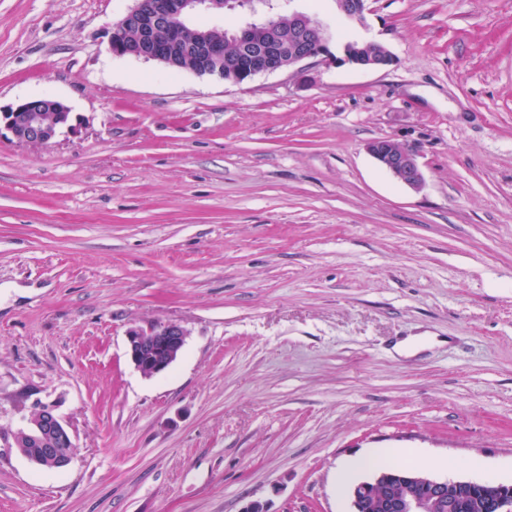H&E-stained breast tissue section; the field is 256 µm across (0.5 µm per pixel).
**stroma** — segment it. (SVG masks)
<instances>
[{
  "label": "stroma",
  "mask_w": 512,
  "mask_h": 512,
  "mask_svg": "<svg viewBox=\"0 0 512 512\" xmlns=\"http://www.w3.org/2000/svg\"><path fill=\"white\" fill-rule=\"evenodd\" d=\"M133 4L0 0V105L77 126L0 137V512H353L336 472L374 449L511 484L512 0H368L379 70L292 0L331 60L241 84L112 56ZM165 322L182 352L143 376L126 332ZM39 400L60 471L13 443ZM343 57L338 63L351 64L363 69H382L394 63V56L381 42L359 35L356 39L346 40L342 44ZM74 131L70 108L53 97L27 99L7 107L0 106V137L7 131L19 143H51L61 130ZM366 151L398 182L413 189L423 186L424 176L415 147L383 137L369 141ZM16 447L19 444L40 446L32 456H25L31 463L46 470H63L70 463L69 426L66 420L57 412L53 402L37 401L31 414L26 418V424L14 435ZM51 445L50 448H44Z\"/></svg>",
  "instance_id": "obj_1"
}]
</instances>
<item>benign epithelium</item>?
<instances>
[{
  "label": "benign epithelium",
  "mask_w": 512,
  "mask_h": 512,
  "mask_svg": "<svg viewBox=\"0 0 512 512\" xmlns=\"http://www.w3.org/2000/svg\"><path fill=\"white\" fill-rule=\"evenodd\" d=\"M367 0H336L339 18L352 26L367 28ZM207 12L224 15V0H165L157 8L149 0H136V5L112 24L109 49L115 57H135L160 63L167 69L182 68L194 59L207 75L224 78L223 27L214 22L195 30V38H184L193 18ZM288 18L293 35L283 40L278 31L283 18ZM319 27L316 18L307 13L289 11V0H281L276 17L265 23L266 39H252L253 28L244 27L234 34L240 46L238 69L230 75L233 83L242 84L261 74L286 70L303 61L331 57L327 43L314 48L305 46L306 36ZM166 30L165 40L158 38ZM341 64L363 69H382L394 63V56L381 42L366 35L342 44ZM73 131L70 108L53 97L27 99L7 107L0 106V131H7L19 143H51L61 130ZM366 151L403 185L419 189L424 176L418 162V150L391 138H376L366 144ZM186 332L177 323L135 327L126 334V354L134 367L146 377L166 372L178 359L185 344ZM14 443L38 447L28 460L39 468L62 470L70 463L69 426L57 412V405L41 401L33 405L26 424L14 435ZM467 489L480 497L479 507L485 512H512V484H489L459 479H440L419 472L380 471L373 479L356 484L352 490L354 512L379 499L378 507L388 512H453L459 490Z\"/></svg>",
  "instance_id": "benign-epithelium-1"
}]
</instances>
